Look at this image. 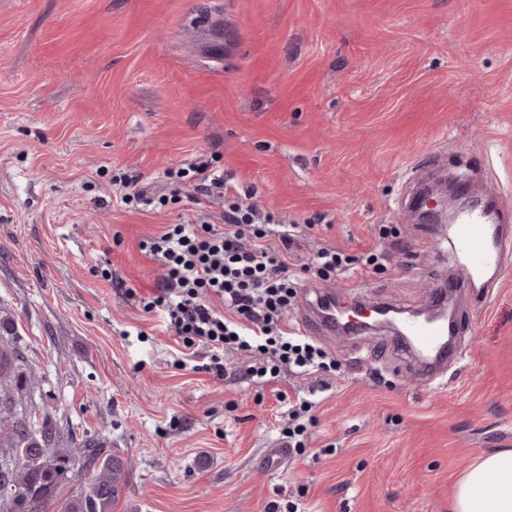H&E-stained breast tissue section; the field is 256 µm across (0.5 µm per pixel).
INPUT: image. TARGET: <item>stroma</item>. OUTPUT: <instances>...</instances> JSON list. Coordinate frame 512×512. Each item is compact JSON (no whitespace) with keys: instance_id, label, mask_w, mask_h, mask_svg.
<instances>
[{"instance_id":"35a3bbf8","label":"stroma","mask_w":512,"mask_h":512,"mask_svg":"<svg viewBox=\"0 0 512 512\" xmlns=\"http://www.w3.org/2000/svg\"><path fill=\"white\" fill-rule=\"evenodd\" d=\"M198 161L305 227L304 258L380 255L329 279L293 267L290 331L322 288L424 305L460 270L407 218L413 172L465 175L512 216V0H0V319L27 360L0 401L121 458L112 512H450L467 468L512 449V257L489 295L458 289L447 384L383 332L325 339L327 383L220 381L133 295L159 284L140 242L220 223L222 203L135 210L115 183L167 196V170ZM302 400L306 448L269 471Z\"/></svg>"}]
</instances>
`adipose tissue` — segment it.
I'll return each instance as SVG.
<instances>
[{
	"label": "adipose tissue",
	"instance_id": "obj_1",
	"mask_svg": "<svg viewBox=\"0 0 512 512\" xmlns=\"http://www.w3.org/2000/svg\"><path fill=\"white\" fill-rule=\"evenodd\" d=\"M453 512H512V449L483 455L465 471Z\"/></svg>",
	"mask_w": 512,
	"mask_h": 512
}]
</instances>
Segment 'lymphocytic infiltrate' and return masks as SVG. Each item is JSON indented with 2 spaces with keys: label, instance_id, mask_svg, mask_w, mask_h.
<instances>
[{
  "label": "lymphocytic infiltrate",
  "instance_id": "1",
  "mask_svg": "<svg viewBox=\"0 0 512 512\" xmlns=\"http://www.w3.org/2000/svg\"><path fill=\"white\" fill-rule=\"evenodd\" d=\"M172 177L180 191H220L224 221L168 224L141 243L161 271L157 291L138 297L141 310L159 315L186 356L201 359L218 380L232 365L260 379L284 371L335 373L331 352L288 330L297 288L289 268L302 239L297 225L279 224L278 245L267 244L266 227L278 224L276 216L261 214L219 171L193 163Z\"/></svg>",
  "mask_w": 512,
  "mask_h": 512
}]
</instances>
